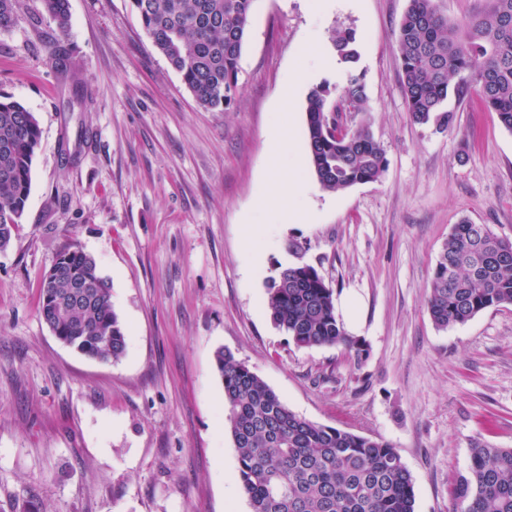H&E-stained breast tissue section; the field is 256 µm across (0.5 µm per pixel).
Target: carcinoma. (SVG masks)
<instances>
[{
  "label": "carcinoma",
  "mask_w": 512,
  "mask_h": 512,
  "mask_svg": "<svg viewBox=\"0 0 512 512\" xmlns=\"http://www.w3.org/2000/svg\"><path fill=\"white\" fill-rule=\"evenodd\" d=\"M254 0H130L154 47L180 73L198 105L226 111L238 93L239 59ZM18 0H0V31L14 26ZM63 34L69 0H43ZM340 61H358L356 34L338 30ZM395 53L414 122L448 127L452 97L475 95L512 132V0H484L450 22L435 0H409L397 29ZM366 112L363 78L350 74L341 93L328 82L307 95L305 143L319 184L339 191L377 182L387 167L368 127L351 128L347 113ZM41 129L35 113L0 94V251L10 245L29 197ZM512 306V240L485 224L454 225L432 269L427 299L436 327L461 325L492 307ZM274 324L298 347L346 345L365 349L336 318L333 288L308 264L287 266L268 280ZM39 314L63 344L102 362L119 359L126 335L112 307L111 286L95 259L76 243L43 275ZM224 382L228 429L238 479L251 512H415V483L389 442L312 422L230 352L216 355ZM453 512H512V448L478 440L468 471L458 476Z\"/></svg>",
  "instance_id": "obj_1"
}]
</instances>
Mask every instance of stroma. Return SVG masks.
I'll list each match as a JSON object with an SVG mask.
<instances>
[{
  "instance_id": "1",
  "label": "stroma",
  "mask_w": 512,
  "mask_h": 512,
  "mask_svg": "<svg viewBox=\"0 0 512 512\" xmlns=\"http://www.w3.org/2000/svg\"><path fill=\"white\" fill-rule=\"evenodd\" d=\"M59 33L42 0H19L0 32V92L35 112L41 139L29 198L0 252V512H250L237 473L217 351L231 352L295 413L397 448L416 512H451L452 486L481 440L512 448V306L440 330L428 283L461 220L512 238V132L473 98L448 128L415 123L393 50L408 0H255L227 111L196 103L129 0H69ZM352 28L355 67L313 69L279 99L300 47ZM62 45L69 77L50 54ZM361 74L381 181L323 189L309 162L313 218L258 208L276 130L306 154L309 87ZM258 229L245 240L248 226ZM78 244L110 285L127 335L101 362L40 318V281ZM314 266L335 297H358L362 361L341 346L299 348L266 309L277 267Z\"/></svg>"
}]
</instances>
